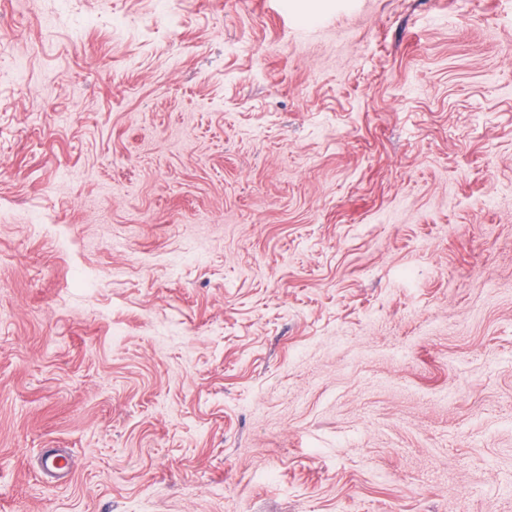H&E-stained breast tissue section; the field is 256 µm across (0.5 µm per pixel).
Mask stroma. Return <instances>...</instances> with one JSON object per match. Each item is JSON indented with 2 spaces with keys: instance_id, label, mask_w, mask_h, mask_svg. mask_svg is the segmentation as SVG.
I'll use <instances>...</instances> for the list:
<instances>
[{
  "instance_id": "obj_1",
  "label": "stroma",
  "mask_w": 512,
  "mask_h": 512,
  "mask_svg": "<svg viewBox=\"0 0 512 512\" xmlns=\"http://www.w3.org/2000/svg\"><path fill=\"white\" fill-rule=\"evenodd\" d=\"M0 23V512H512V0ZM41 472L47 477H59L70 469V458L60 452L46 454L41 461Z\"/></svg>"
}]
</instances>
